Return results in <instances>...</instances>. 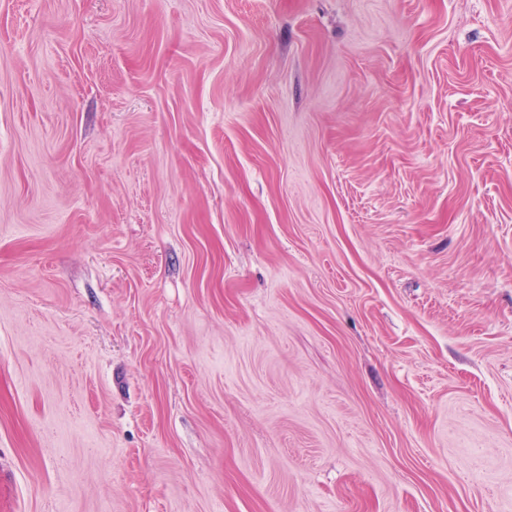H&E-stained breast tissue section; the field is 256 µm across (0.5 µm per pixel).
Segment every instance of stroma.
Wrapping results in <instances>:
<instances>
[{
  "mask_svg": "<svg viewBox=\"0 0 512 512\" xmlns=\"http://www.w3.org/2000/svg\"><path fill=\"white\" fill-rule=\"evenodd\" d=\"M0 512H512V0H0Z\"/></svg>",
  "mask_w": 512,
  "mask_h": 512,
  "instance_id": "stroma-1",
  "label": "stroma"
}]
</instances>
